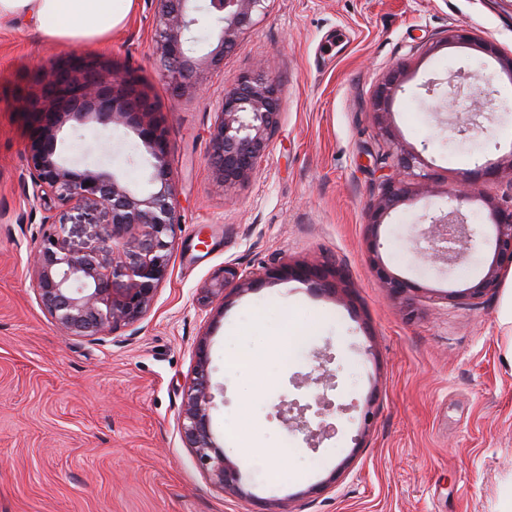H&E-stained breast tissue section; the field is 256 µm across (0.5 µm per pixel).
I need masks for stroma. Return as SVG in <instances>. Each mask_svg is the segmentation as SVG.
<instances>
[{
    "mask_svg": "<svg viewBox=\"0 0 512 512\" xmlns=\"http://www.w3.org/2000/svg\"><path fill=\"white\" fill-rule=\"evenodd\" d=\"M155 4L105 43L45 41L34 26L0 25V512H512V362L497 316L501 292L456 293L483 269L474 247L455 266L426 261L419 223L448 207L450 188L512 152V81L487 56L438 47L464 28L512 53V0H269L220 70L172 97L155 54ZM77 53L141 76L165 116L181 230L147 315L99 339L62 335L33 290L43 213L27 197V117L40 72ZM282 87L280 122L251 178L215 190L210 132L225 87L259 62ZM404 81L376 123L377 85ZM460 86L456 101L444 96ZM480 105L479 127L456 128ZM414 147L433 194L369 227L380 189L375 155ZM57 150L74 168L115 169L136 183L147 147L129 127L65 124ZM420 284L382 288L367 241ZM74 253H108L101 225L66 226ZM341 266L337 292L263 278L225 305L196 291L224 263ZM302 326V357L232 371L224 353L257 335ZM218 393L210 431L249 499L215 485L180 432L198 345ZM332 407L320 411L317 401ZM323 419L308 440L285 410ZM289 446V465L249 449Z\"/></svg>",
    "mask_w": 512,
    "mask_h": 512,
    "instance_id": "1",
    "label": "stroma"
}]
</instances>
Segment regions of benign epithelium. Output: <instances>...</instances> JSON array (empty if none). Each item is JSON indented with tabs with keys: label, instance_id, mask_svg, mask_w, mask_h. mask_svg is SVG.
<instances>
[{
	"label": "benign epithelium",
	"instance_id": "obj_1",
	"mask_svg": "<svg viewBox=\"0 0 512 512\" xmlns=\"http://www.w3.org/2000/svg\"><path fill=\"white\" fill-rule=\"evenodd\" d=\"M153 40L163 76L172 95L181 97L201 89L200 66L224 67V56L256 23L268 0H155ZM215 23L214 47L203 58L196 56L193 32L205 21ZM475 49L494 59L512 82V55L471 32L450 28L436 47ZM402 72L389 73L372 99L378 124L384 125L390 100L400 87ZM140 80L118 73L101 62L72 53L54 63L42 75L43 104L28 110L27 172L32 205L44 209V230L37 253L36 293L46 312L67 336H105L141 320L150 310L157 291L170 269L176 230L180 225L173 174L168 163L171 142L161 117L138 90ZM280 85L262 66L239 75L224 91L212 128L209 165L215 184L229 189L247 181L267 151L279 125ZM93 118L104 123L129 126L148 147L147 186L129 181L120 172L76 170L56 154V136L68 122L83 124ZM394 173L381 185L369 226L375 229L386 217L411 203L409 181L430 189L432 175L425 170L419 152L402 148L396 153ZM507 169L512 172V152L478 172L491 179ZM473 193L463 186L448 191V210L423 216L420 252L433 260L453 264L465 250L482 239L491 257L481 276L453 297L479 299L497 289L505 269L512 265V193L501 199L483 198L489 210L492 235L467 221L462 211ZM106 225L112 252L105 256L75 254L63 246L65 226L72 211ZM381 244L368 243L377 278L390 294L399 296L420 289L411 280L390 271L380 256ZM312 281L330 290L327 277L343 279L341 270L309 265L270 267L246 271L234 263L224 264L201 289L209 304L252 287L261 275ZM124 281L123 288L110 283ZM196 376L188 388L180 430L216 484L242 498L249 494L240 485V475L224 451L213 441L208 409L213 400L208 380L205 346L197 352Z\"/></svg>",
	"mask_w": 512,
	"mask_h": 512
}]
</instances>
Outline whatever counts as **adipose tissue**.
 <instances>
[{"label":"adipose tissue","instance_id":"obj_1","mask_svg":"<svg viewBox=\"0 0 512 512\" xmlns=\"http://www.w3.org/2000/svg\"><path fill=\"white\" fill-rule=\"evenodd\" d=\"M136 0H0V24L20 19L35 24L43 39L76 43L103 40L120 28L135 7ZM292 342L283 345L281 337H267L264 346L248 345L228 358L229 367L256 365L271 352L284 348L298 351L310 342L306 329L291 331Z\"/></svg>","mask_w":512,"mask_h":512}]
</instances>
